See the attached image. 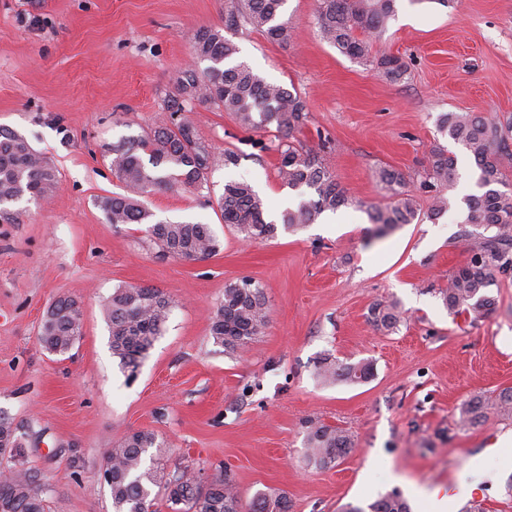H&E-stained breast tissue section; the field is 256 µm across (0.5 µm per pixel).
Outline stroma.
<instances>
[{
    "label": "stroma",
    "mask_w": 512,
    "mask_h": 512,
    "mask_svg": "<svg viewBox=\"0 0 512 512\" xmlns=\"http://www.w3.org/2000/svg\"><path fill=\"white\" fill-rule=\"evenodd\" d=\"M228 0H0V128L17 132L58 172L45 202L0 206V414L23 447L0 470H28L47 490V512H113L105 454L128 432L163 438L166 471L203 480L230 473L243 501L272 489L291 512H341L392 490L408 503L449 488L450 512L480 497L485 512H512V417L496 396L512 388V274L488 293L482 318L451 314L439 291L468 260L460 240L466 197L478 193L466 149L440 131L445 112L512 118V0H397L372 40L376 55L411 59L392 83L341 55L314 24L318 0H286L295 41L278 45L248 26L229 32L266 81L295 87L307 118L295 140L320 157L356 205L333 223L317 220L246 242L221 216L230 180L250 182L266 213L296 207L298 192L277 172L275 127L241 128L214 108L193 113L203 141L239 153L201 189L160 190L145 202L161 221L210 225L218 252L185 261L160 255L143 224H108L101 198L125 193L109 150L121 138L169 125L166 92L191 59L194 31L220 27ZM262 139L267 151L250 145ZM457 159L448 207L382 238L365 203H386L373 178L405 173L421 210L429 151ZM263 289L264 334L243 355L225 354L210 334L226 284ZM150 286L172 307L166 330L128 376L112 355L102 305L115 288ZM78 303L83 334L66 355L38 340L48 307ZM402 313L395 332L377 329L376 303ZM367 359L360 384L324 382V358ZM479 396L485 420L469 425L460 407ZM340 427L355 451L335 468L304 458L307 421Z\"/></svg>",
    "instance_id": "obj_1"
}]
</instances>
